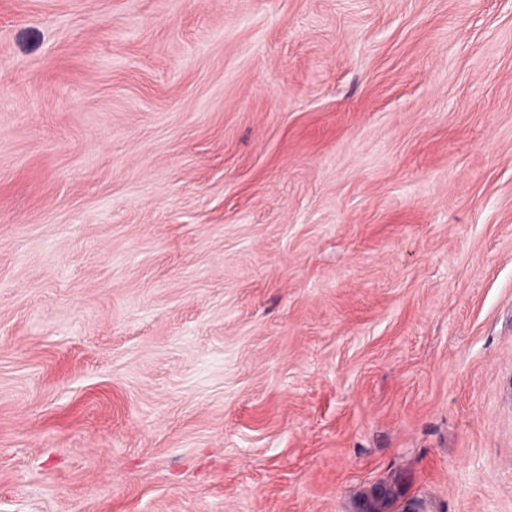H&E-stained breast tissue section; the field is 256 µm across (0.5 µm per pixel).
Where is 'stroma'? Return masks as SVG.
I'll list each match as a JSON object with an SVG mask.
<instances>
[{"mask_svg": "<svg viewBox=\"0 0 512 512\" xmlns=\"http://www.w3.org/2000/svg\"><path fill=\"white\" fill-rule=\"evenodd\" d=\"M0 512H512V0H0Z\"/></svg>", "mask_w": 512, "mask_h": 512, "instance_id": "obj_1", "label": "stroma"}]
</instances>
